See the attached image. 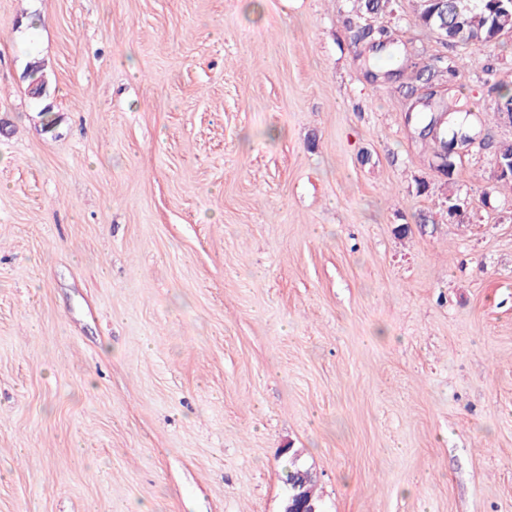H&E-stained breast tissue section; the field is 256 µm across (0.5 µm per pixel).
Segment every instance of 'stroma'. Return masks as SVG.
Listing matches in <instances>:
<instances>
[{"label": "stroma", "instance_id": "35a3bbf8", "mask_svg": "<svg viewBox=\"0 0 512 512\" xmlns=\"http://www.w3.org/2000/svg\"><path fill=\"white\" fill-rule=\"evenodd\" d=\"M351 4L0 0V512H512V185L408 123L416 0L393 81ZM288 482L290 484V494H292L286 502V506L283 512H317L319 511L318 497L315 496L314 488L316 486V480L312 476V473L308 469L301 467L294 468L288 474ZM304 486V492L299 490L298 485ZM297 485V486H296ZM295 487V488H294ZM294 488V492H293ZM312 499V503L306 498V496ZM317 510V511H316Z\"/></svg>", "mask_w": 512, "mask_h": 512}]
</instances>
